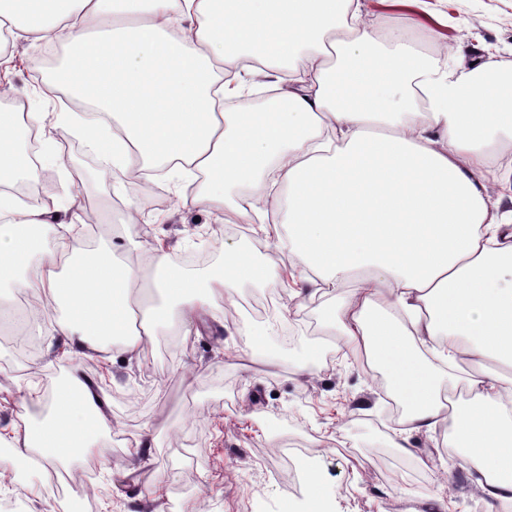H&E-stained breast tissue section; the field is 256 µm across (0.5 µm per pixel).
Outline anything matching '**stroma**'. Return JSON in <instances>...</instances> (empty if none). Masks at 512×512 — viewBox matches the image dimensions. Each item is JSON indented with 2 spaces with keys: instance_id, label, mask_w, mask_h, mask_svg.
<instances>
[{
  "instance_id": "obj_1",
  "label": "stroma",
  "mask_w": 512,
  "mask_h": 512,
  "mask_svg": "<svg viewBox=\"0 0 512 512\" xmlns=\"http://www.w3.org/2000/svg\"><path fill=\"white\" fill-rule=\"evenodd\" d=\"M379 47L400 35L431 62L512 60V0H362ZM0 70V86L25 103L42 93L41 109L62 111L58 91L47 90L59 49L19 39ZM41 69L31 65L32 57ZM62 165H40L52 206L87 211L80 224L87 250L106 245L141 279L144 255L163 243L173 266L205 278L225 253L243 251L269 270L272 284L236 283L216 296V314L192 313L186 322L157 323L141 308L154 334L138 357L119 346L65 353L52 320L29 316L22 336L0 333V512H501L490 507L467 466L448 460L450 419L431 430L409 429L394 416L391 380L381 364L353 357L334 319L360 275L352 273L326 295L306 279L297 257L280 251L274 230L218 222L176 201L172 183L155 178L159 201L139 224L125 227L126 206L112 194L100 157L74 137L44 127ZM258 338L244 344V332ZM97 383L108 427L103 454L70 465L69 501L53 497L37 471L22 467L13 431L43 417L71 373ZM151 436L152 451L136 444ZM303 441L324 491L314 505L304 486L290 484L288 465L275 455L283 438ZM407 438L413 455L394 448Z\"/></svg>"
}]
</instances>
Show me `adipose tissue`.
Wrapping results in <instances>:
<instances>
[{
    "instance_id": "1",
    "label": "adipose tissue",
    "mask_w": 512,
    "mask_h": 512,
    "mask_svg": "<svg viewBox=\"0 0 512 512\" xmlns=\"http://www.w3.org/2000/svg\"><path fill=\"white\" fill-rule=\"evenodd\" d=\"M1 29L60 46L51 88L99 117L49 119L106 156L114 188L135 172L202 175L199 192L180 193L182 205L287 225L278 249L326 290L362 272L338 326L354 355L382 361L414 429L439 421L441 366L476 367L451 440L488 501L512 500V409L501 378L480 370L488 361L512 366V193L489 192L497 172L489 149L512 135V60L450 72L407 44L381 49L361 0H0ZM341 31L354 39L333 65L326 42ZM302 48L305 62L288 67ZM252 61L274 96L265 111L225 113V99L248 90L230 70ZM41 99L33 94L24 113L0 103V282L18 278L78 349L116 340L138 356L150 333L130 329L133 268L76 238L48 246L55 209L11 191L33 179L20 139L48 119L35 109ZM231 186L248 198L230 201ZM257 195L269 210H257ZM145 263L168 301L154 313L159 322L211 309L212 296L235 283L272 281L243 252L227 253L203 281L173 270L160 246ZM411 335L436 346L440 367L418 359ZM82 385L71 376L46 417L15 431L40 473L69 468L108 426Z\"/></svg>"
}]
</instances>
